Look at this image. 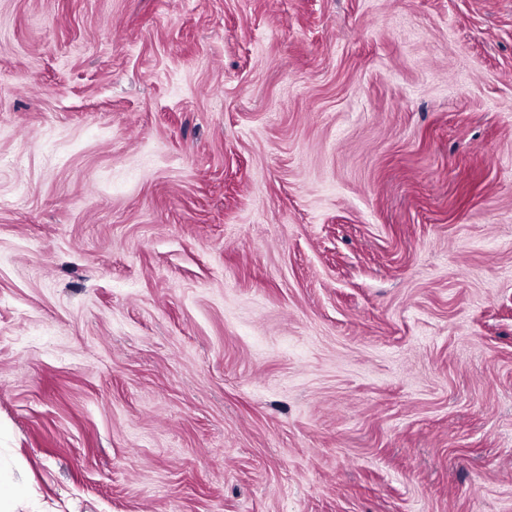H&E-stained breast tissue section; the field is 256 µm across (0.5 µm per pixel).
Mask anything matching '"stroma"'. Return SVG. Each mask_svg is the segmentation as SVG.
Returning <instances> with one entry per match:
<instances>
[{"instance_id":"35a3bbf8","label":"stroma","mask_w":512,"mask_h":512,"mask_svg":"<svg viewBox=\"0 0 512 512\" xmlns=\"http://www.w3.org/2000/svg\"><path fill=\"white\" fill-rule=\"evenodd\" d=\"M16 512H512V0H0Z\"/></svg>"}]
</instances>
